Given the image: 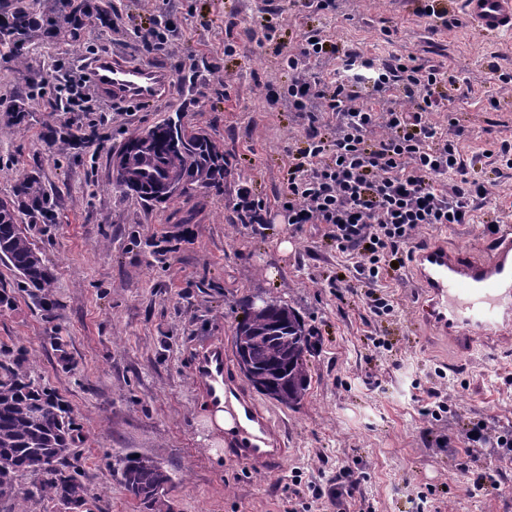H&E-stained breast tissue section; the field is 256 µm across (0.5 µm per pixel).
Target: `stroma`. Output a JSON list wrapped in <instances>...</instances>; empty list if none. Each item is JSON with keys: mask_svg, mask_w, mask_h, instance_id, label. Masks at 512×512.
Returning <instances> with one entry per match:
<instances>
[{"mask_svg": "<svg viewBox=\"0 0 512 512\" xmlns=\"http://www.w3.org/2000/svg\"><path fill=\"white\" fill-rule=\"evenodd\" d=\"M274 3L283 13L270 20L269 33L264 0H112V26H87L79 46L34 45V75L57 68L75 77L87 60L112 54L161 67L173 83L159 101L121 111L100 95L81 112L34 106L21 126L0 112V198L35 171L58 199L55 223L28 227L55 276L53 315L44 317L0 262V287L15 296L12 308L0 311V343L25 348L33 376L69 405L92 512H140L113 472L127 448L166 465L176 482V512H286L292 501L307 512H512V496L474 492L457 449L437 443L439 435L489 416L494 427H512V349L459 360L447 337L422 321L424 293L403 270L385 271L382 279L398 310L364 323L357 297L337 300L331 283L342 272L339 257L314 226L244 224L235 208L242 188L271 202L286 187L285 149L302 130L286 110L270 109L266 88L287 83L280 53L313 31L342 52H394L455 75V84L435 89L453 109L433 119L464 128L460 150L476 159L489 196L468 223L425 227L414 241L440 238L482 252L491 239L487 225L512 217V170L500 173L481 161L498 142L512 140V91L492 103L481 90L491 58L512 65V34L478 30L465 21L461 0H438L460 24L436 31L417 15L415 0H351L334 16ZM152 14L169 21L171 44L149 54L137 28ZM228 42L234 55L224 53ZM177 112L223 143V186L151 209L120 197L110 184V149ZM74 126L104 133V148L69 139ZM284 241L290 251H281ZM259 295L290 304L314 334L302 404L263 401L288 448L281 469L263 475L224 454V436L205 421L207 399L191 371L196 350L232 341L245 300ZM370 332L390 349L369 347ZM417 383L447 398L453 413L446 421L419 415ZM353 462L364 474L361 503L340 509L329 490ZM430 486L445 491L439 506L422 504Z\"/></svg>", "mask_w": 512, "mask_h": 512, "instance_id": "35a3bbf8", "label": "stroma"}]
</instances>
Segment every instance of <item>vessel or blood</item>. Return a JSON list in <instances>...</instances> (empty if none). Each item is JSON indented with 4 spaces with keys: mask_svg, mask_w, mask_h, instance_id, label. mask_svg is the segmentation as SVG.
I'll use <instances>...</instances> for the list:
<instances>
[{
    "mask_svg": "<svg viewBox=\"0 0 512 512\" xmlns=\"http://www.w3.org/2000/svg\"><path fill=\"white\" fill-rule=\"evenodd\" d=\"M466 18L479 30L512 32V0H462ZM102 93L113 100L149 103L162 98L173 78L165 70L102 55L88 64ZM411 269L427 302L421 317L447 336L460 357L495 340L512 346V221L498 224L483 255L430 242L412 252ZM229 354L214 343L195 357L192 374L213 409L224 413V447L235 460L277 471L285 448L275 422L247 387L232 376Z\"/></svg>",
    "mask_w": 512,
    "mask_h": 512,
    "instance_id": "obj_1",
    "label": "vessel or blood"
}]
</instances>
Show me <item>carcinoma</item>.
Returning a JSON list of instances; mask_svg holds the SVG:
<instances>
[{
  "mask_svg": "<svg viewBox=\"0 0 512 512\" xmlns=\"http://www.w3.org/2000/svg\"><path fill=\"white\" fill-rule=\"evenodd\" d=\"M112 21V0H0V58L17 72L28 71L31 46L40 40L73 45L91 19ZM31 94L16 95L4 107L22 123ZM112 189L145 206L174 203L200 188L224 183V145L203 128L169 115L127 135L110 153ZM54 195L40 177H19L12 196L0 199V260L9 264L35 305L54 306V275L23 231L32 224L55 221ZM233 345L241 372L258 393L294 408L308 395L306 354L312 334L289 304L270 300L262 308L244 303ZM77 424L63 399L36 379L23 348L0 346V501L49 497L64 512H83L88 491L78 467L70 463ZM113 471L143 512H175L171 473L152 456L134 449L116 459ZM37 482L24 491L19 479Z\"/></svg>",
  "mask_w": 512,
  "mask_h": 512,
  "instance_id": "carcinoma-1",
  "label": "carcinoma"
}]
</instances>
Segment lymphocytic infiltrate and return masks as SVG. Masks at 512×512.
I'll list each match as a JSON object with an SVG mask.
<instances>
[{"label":"lymphocytic infiltrate","instance_id":"f902f5d3","mask_svg":"<svg viewBox=\"0 0 512 512\" xmlns=\"http://www.w3.org/2000/svg\"><path fill=\"white\" fill-rule=\"evenodd\" d=\"M283 64L288 84L269 89L266 99L295 112L303 144L287 149L286 189L274 204L245 190L238 207L254 224L271 223L277 214L299 230L323 225L353 268L352 276L337 278V299L356 293L370 317L390 315L394 297L378 287L383 266L404 264L419 229L467 223L488 194L456 140L431 119L448 109L434 95L445 73L397 54L379 58L354 50L340 57L335 45L308 35L289 48ZM454 442L465 458L461 471L481 465L474 490L512 494L498 479L512 464L511 431H491L480 420L438 439L442 447Z\"/></svg>","mask_w":512,"mask_h":512}]
</instances>
